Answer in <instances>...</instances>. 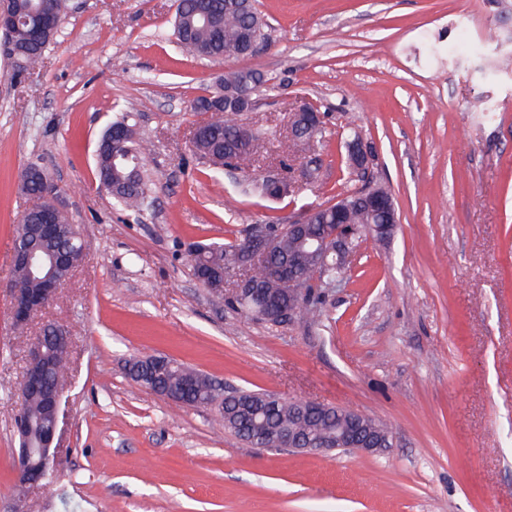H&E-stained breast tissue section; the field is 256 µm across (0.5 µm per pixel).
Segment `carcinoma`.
Masks as SVG:
<instances>
[{
    "label": "carcinoma",
    "mask_w": 512,
    "mask_h": 512,
    "mask_svg": "<svg viewBox=\"0 0 512 512\" xmlns=\"http://www.w3.org/2000/svg\"><path fill=\"white\" fill-rule=\"evenodd\" d=\"M224 2L225 0H208L211 20L205 22L196 13V0H178L174 30L177 44L182 50L207 58L244 57L249 51L248 44L243 41V33L255 26L260 30L259 43L266 42V23L254 5L233 10L225 7ZM12 6L19 27L12 39L5 41L4 51L12 60L14 74L20 76L42 61L51 41L44 42L37 53L28 52L24 46V34L28 29L27 21L30 18L32 0H12ZM261 83L262 77L258 72L240 69L224 76V92L232 94L242 84L255 89ZM111 126L122 129L124 141L121 148L115 150L106 139H101L97 154V177L110 189L112 198L119 206L139 213L149 205L150 188L143 175L145 146L137 138L134 125L129 122L128 117L112 121ZM205 127L207 133L204 136L191 140L193 152L207 159L215 168H242L251 156L248 151L249 143L258 139L257 133L243 122L242 113L219 103L205 119ZM251 190L271 200L283 197L277 182L268 178L253 184ZM387 194V188L376 182L371 186L364 184L348 193L343 200V223L351 224L357 229L374 223L365 199L369 195ZM305 217L308 220L307 233L315 237L323 236L327 229L335 224L333 213L322 205L309 209ZM27 230L31 232L28 242H34L48 250L58 248L61 242L69 245L72 250L79 247V238L75 237L78 229L66 218L63 219L59 242L39 236L32 216L24 214L19 220L16 236H21ZM268 231L275 241L274 247L268 252L265 263L248 270L249 281L265 290L270 305L279 306L288 302L285 293L288 281L302 280L306 287V295L309 297V305L300 310V313L311 319L316 318L322 287L336 280V268L324 269L318 266L310 246L301 242L289 230L288 225L273 222L268 225ZM251 246L253 241L250 231L246 229L243 230L241 237L233 242L194 244L188 250V263L192 275L206 276L204 287L223 297L226 304L232 307V293L229 287L225 286L229 269ZM49 360L50 381L65 382L67 358L61 354H52ZM158 360L163 362V365L150 363L144 369V374L149 380L159 382L160 389L168 391L187 406H218L224 420V428L250 446L253 445L251 438L256 436L259 443L269 448H277L278 432L288 428L307 431L312 438L319 439L350 427V410L335 407L330 415L323 411L311 415L303 412L286 398L277 405L267 403V411L256 419L247 413L231 415L228 409L233 407L232 400L236 396L266 399L270 394L241 389L225 394L208 376L187 369L167 357L160 356ZM22 413L23 418L30 423L32 434L38 435L48 420L41 401L37 398L26 400Z\"/></svg>",
    "instance_id": "carcinoma-1"
}]
</instances>
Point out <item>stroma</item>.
<instances>
[{
  "label": "stroma",
  "instance_id": "stroma-1",
  "mask_svg": "<svg viewBox=\"0 0 512 512\" xmlns=\"http://www.w3.org/2000/svg\"><path fill=\"white\" fill-rule=\"evenodd\" d=\"M268 44L239 59L182 54L176 0H68L43 64L16 79L0 55V246L32 208L20 175L48 170L82 259L54 301L11 325L0 255V512H512V0H256ZM265 78L246 113L261 134L246 174L278 161L295 108L325 112L295 150L291 192L232 185L191 149L192 105L232 69ZM130 114L153 203L115 206L98 140ZM360 137L391 189V237L362 236L320 320L279 325L230 309L192 277L190 244L299 218L361 181ZM318 167L307 180V167ZM72 336L52 462L21 487L13 420L43 325ZM163 355L225 390L272 392L386 422L384 453L258 450L214 407L140 386Z\"/></svg>",
  "mask_w": 512,
  "mask_h": 512
}]
</instances>
